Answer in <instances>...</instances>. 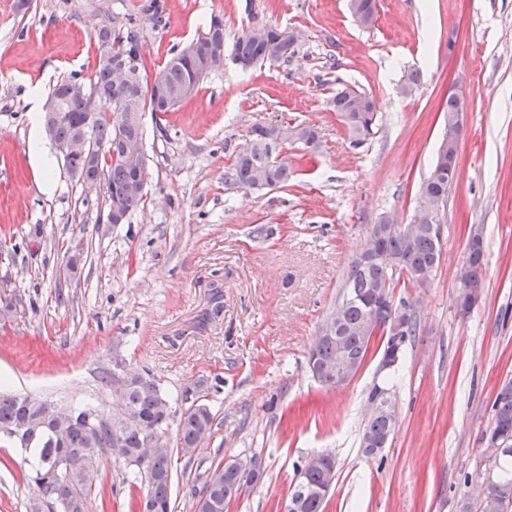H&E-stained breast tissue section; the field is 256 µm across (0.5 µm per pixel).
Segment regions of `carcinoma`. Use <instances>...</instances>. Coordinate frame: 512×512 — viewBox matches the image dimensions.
I'll list each match as a JSON object with an SVG mask.
<instances>
[{"mask_svg":"<svg viewBox=\"0 0 512 512\" xmlns=\"http://www.w3.org/2000/svg\"><path fill=\"white\" fill-rule=\"evenodd\" d=\"M352 2L366 20V26H372L377 20V0ZM123 18L122 24L104 25L97 31V65L90 77L74 73L55 85L51 97L63 102L69 117L52 119L50 123L53 124L52 140L56 143L66 141L78 132L77 120L86 116L90 98L99 101L88 126L94 158L89 161L80 155L68 156L64 158L65 166L70 174L80 172L89 178H102L108 199L131 214L144 205V193L139 188L142 177L128 166L125 149L130 143L143 142V130L128 124L124 113L130 106L137 105L142 111L158 116L198 92L204 79L201 61L211 45L224 41V21L218 16L211 19L207 31L197 40V56L188 57L180 48H173L151 82L142 54L143 28L138 16L126 12ZM282 32L279 27L267 25L248 30L234 41L233 60L243 68L264 63ZM115 63L130 65L132 79L127 82L114 79ZM77 83L88 90L89 97L70 94L71 85ZM331 104L345 124L353 145L360 146L375 134L377 113L368 94L342 84L336 88ZM447 112L448 121L439 147L444 162L433 164L419 187L417 204L410 219L415 225L412 236L406 238L397 232L384 234L381 238L382 257L366 260L364 250L379 233V229L372 228L361 250L348 261L336 304L337 331L315 341L308 353V369L336 360L338 336L342 337L350 357L363 360L371 349L370 339L365 337L371 299L382 294L393 297V290L400 282L418 288L422 286V275L438 267L442 252L441 233L433 231L432 226L442 223L448 193L457 178V166L452 164V158L457 155L463 112L458 96L448 97ZM316 142V131L301 124L254 127L246 147L233 164L237 183L250 191L260 183L269 188L287 184L293 171L283 152L290 145L305 150ZM467 251L470 262L466 276L473 285L481 287L483 240L467 245ZM210 389L205 378L185 387L182 398L188 406L178 420L176 447L195 448L210 436L215 421L209 402ZM122 399L131 422L111 425L103 420L95 421L98 413L91 407H76L72 415L57 409L53 402H29L24 395L0 394V438H5L27 455L26 479L36 493L47 494L48 499L43 504L46 512H82L85 500L96 487V483L84 480L83 469L89 464L100 469L101 452L105 448H114L116 435L124 452L114 460L130 468L131 484L144 486V497L152 504V512H174L171 449L154 455L145 464L137 455V449L143 447L149 434L168 442L166 435L172 415L162 412L168 399L147 372H140L127 381ZM492 408L494 422L485 436L490 446L500 433L512 432V379L502 383ZM60 423L66 426L67 436L64 443L55 444L51 430ZM386 428L385 418H368L362 427L360 441L379 439ZM61 455L68 458L71 470H53V463ZM483 478L488 480V492L484 502L479 504L480 512H505V508L512 505V450L500 454L491 471L483 473ZM323 483V474L318 470L300 476L297 485L305 489V494L299 501V512H324L326 498L318 495V488ZM250 486L251 483H242L224 473V467L218 465L202 484L198 496L213 499L219 512H224L231 502L245 495Z\"/></svg>","mask_w":512,"mask_h":512,"instance_id":"obj_1","label":"carcinoma"}]
</instances>
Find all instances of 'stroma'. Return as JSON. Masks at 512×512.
<instances>
[{
  "mask_svg": "<svg viewBox=\"0 0 512 512\" xmlns=\"http://www.w3.org/2000/svg\"><path fill=\"white\" fill-rule=\"evenodd\" d=\"M150 2L0 0V233L14 244L0 252V309L22 298L0 321V390L105 414L112 397L99 377L119 355L180 412L187 385L219 378L201 468L172 453L174 512H196L205 468L250 456L264 475L225 512H280L297 467L320 451L336 457L325 512H459L465 478L484 468L495 392L512 378V0H378L369 29L347 0H159L158 21ZM132 4L144 9L152 75L214 16L225 45L271 25L295 30L298 52L246 70L225 59L162 120L145 114V204L102 234L105 205L84 201L41 113L57 81L92 74L97 30ZM412 74L418 85L402 95ZM461 80L458 174L440 264L417 294L420 332L394 373L374 350L348 385L323 388L307 354L346 264L381 216L409 223ZM340 81L376 104L379 131L358 147L330 106ZM270 123L313 127L318 149L289 148L287 185L245 191L235 157L252 127ZM35 139L50 170L31 159ZM474 226L484 296L462 317L457 271ZM385 383L397 426L371 457L359 434L370 389ZM25 468L0 442V512H28ZM124 473L103 455L85 512H132L141 491Z\"/></svg>",
  "mask_w": 512,
  "mask_h": 512,
  "instance_id": "stroma-1",
  "label": "stroma"
}]
</instances>
